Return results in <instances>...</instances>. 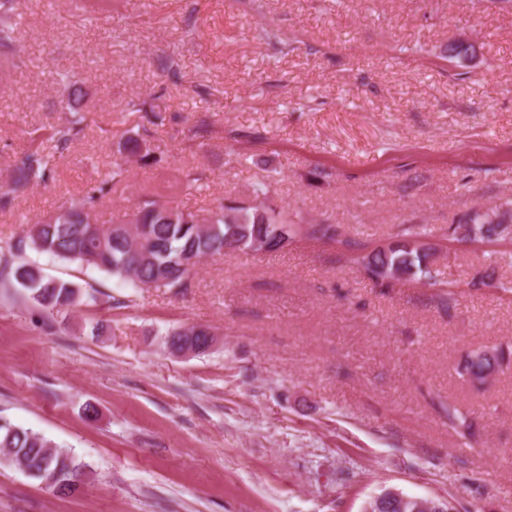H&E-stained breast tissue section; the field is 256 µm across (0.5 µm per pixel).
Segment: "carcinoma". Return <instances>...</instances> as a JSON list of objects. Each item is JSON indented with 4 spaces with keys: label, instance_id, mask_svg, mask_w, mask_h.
<instances>
[{
    "label": "carcinoma",
    "instance_id": "carcinoma-1",
    "mask_svg": "<svg viewBox=\"0 0 512 512\" xmlns=\"http://www.w3.org/2000/svg\"><path fill=\"white\" fill-rule=\"evenodd\" d=\"M16 11V0H0V69L10 64L16 41ZM60 81L67 90L69 117L46 138L50 147L42 142L32 145L11 171L7 183L0 185V209H7L28 188L48 182L55 156L63 154L84 133L86 117L78 107L84 97L82 87L66 74L61 75ZM118 151L147 166L154 160L155 148L149 140L129 135L118 143ZM205 186L202 173H183L182 190L200 192ZM108 193V186L103 184L83 201L62 207L47 219L29 225L25 235L12 245V255L19 257L30 248L62 262L104 272L135 288H187L192 258L246 254L256 239L266 245V251L277 252L285 248V243L307 236L339 243L343 257L378 286H390L386 270L398 267L414 279L425 278L430 285L440 287L438 301L448 309L455 305L457 285L440 283L432 274V254L418 243V239L427 236L426 229L421 227L405 228L398 239L372 249L361 240L340 236L334 224L306 226L295 221L288 209L269 199L266 184L254 188L249 203L222 200L202 218L159 200H145L134 212L135 221L104 227L96 222L94 208L96 201ZM465 223L476 225L478 241L492 244L504 240L497 226L478 210L456 228ZM0 275L9 278L13 287L22 290L50 316L82 303L99 301L97 295L84 293L72 282L48 277L40 268L6 256L0 257ZM207 333V327L192 325L175 328L168 335L184 337L185 343L203 354L207 352ZM505 360L506 351L502 348L473 351L462 358L459 372L471 381L483 382ZM0 463L29 472L30 478L48 484V488L64 496L76 491L73 479L77 474L87 476L92 469L74 449L63 448L39 431L2 418Z\"/></svg>",
    "mask_w": 512,
    "mask_h": 512
}]
</instances>
